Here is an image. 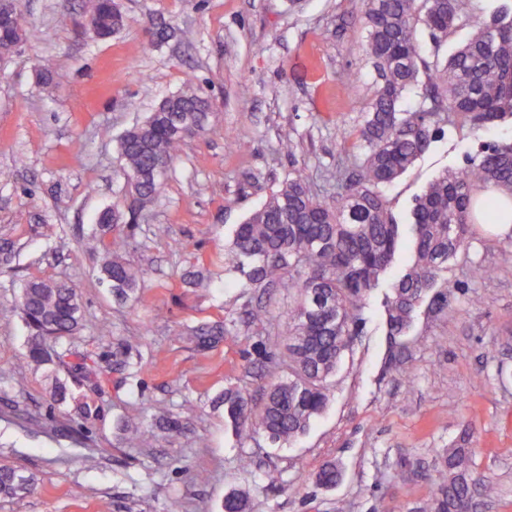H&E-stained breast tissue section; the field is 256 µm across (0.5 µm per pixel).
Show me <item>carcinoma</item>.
Instances as JSON below:
<instances>
[{
	"instance_id": "cac0c4a2",
	"label": "carcinoma",
	"mask_w": 512,
	"mask_h": 512,
	"mask_svg": "<svg viewBox=\"0 0 512 512\" xmlns=\"http://www.w3.org/2000/svg\"><path fill=\"white\" fill-rule=\"evenodd\" d=\"M368 29L364 52L374 60L380 83L359 131L360 157L355 171L331 202L313 194L308 175L296 168L246 220L236 225L224 264L242 272L250 288L288 289L283 313L287 336L288 376L272 383L260 404L240 388H227L216 399L238 435L262 430L273 442H289L305 433L327 406L330 379L336 375L365 325L364 312L372 291L387 284L383 302L389 344H398L414 321L417 306L427 296L448 305L451 290L434 291L438 280L448 283V262L466 250L471 226L501 218L499 198L483 197L490 186L512 198V141L497 142L466 167L431 180L414 199L409 221L393 215L385 188L393 184L430 147L437 129L431 116L446 112L473 126L512 118V8L502 6L487 17L476 12L475 0H359ZM422 23L439 55L448 33L470 25V38L436 72L443 84L437 95L420 81L425 46L414 25ZM78 24L99 39L120 32L126 15L107 0H87ZM30 33L17 25L11 36H0V60L6 61ZM418 99L414 109L404 107ZM213 103L206 89L189 82L156 105L119 137L117 172L127 213L115 208L99 212L97 224L138 223L158 199L168 173L187 141L203 136L210 125ZM106 254L101 281L118 298L139 286L141 271L122 256L126 238L110 243L99 238ZM411 261L390 277L397 257ZM494 267L470 265L468 277H496ZM19 310L30 328L26 358L38 367L58 363L79 385L98 393L97 373L85 363L70 364L47 346L49 332L72 334L82 321L76 288L66 282H25ZM202 345L224 336L221 325L193 330ZM434 497L425 512H465L473 488L496 497L494 485L474 471L469 449L452 446L437 452ZM342 471L325 462L316 475L322 487L336 485ZM34 478L12 465H0V495L25 493ZM248 493L224 497V512H253Z\"/></svg>"
}]
</instances>
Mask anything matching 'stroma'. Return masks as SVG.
Listing matches in <instances>:
<instances>
[{"instance_id": "35a3bbf8", "label": "stroma", "mask_w": 512, "mask_h": 512, "mask_svg": "<svg viewBox=\"0 0 512 512\" xmlns=\"http://www.w3.org/2000/svg\"><path fill=\"white\" fill-rule=\"evenodd\" d=\"M121 3L126 28L96 41L57 23L78 16L83 0H21V21L35 35L0 64V464L35 478L24 497L0 496V512H222L232 488L249 491L255 512H422L437 449L465 430L475 469L498 487L496 498L475 495L478 512H512V233L474 225L468 250L448 264L447 307L423 301L401 348L388 347L385 291L374 290L326 409L293 442L238 438L213 403L229 386L260 402L282 374V355L264 358L255 345L282 332L287 293L248 288L226 269L224 249L293 168H304L326 201L352 171L377 88L357 0H304L297 10L288 0ZM160 21L173 35L150 45ZM46 57L55 67L48 91L34 77ZM190 80L213 97L210 129L184 146L145 221L113 225L112 236L130 237L126 259L143 272L121 303L99 282L96 223L121 198L117 139ZM433 123L434 142L386 190L397 220L443 171L512 140L508 119L462 129L440 114ZM285 138L293 154L280 151ZM473 262L497 268V278L471 283ZM30 279L70 282L83 305L81 326L49 341L105 377L95 398L102 415L83 445L72 438L79 419L49 396L53 379L69 381L67 370L49 378L25 360L17 301ZM258 305L269 322H248ZM221 322L230 333L199 347L192 328ZM129 336L141 339L130 351ZM159 407L180 415V431L148 448L130 443L127 427L151 423ZM88 453L95 467L85 465ZM328 460L343 478L321 488L315 475Z\"/></svg>"}]
</instances>
